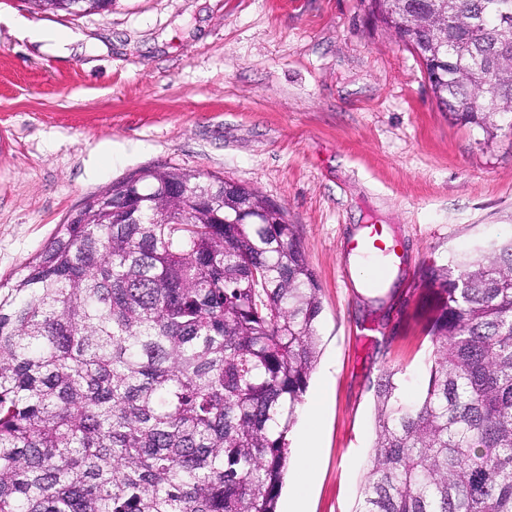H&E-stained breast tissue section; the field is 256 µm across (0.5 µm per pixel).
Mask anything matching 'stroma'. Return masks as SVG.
Listing matches in <instances>:
<instances>
[{
	"label": "stroma",
	"instance_id": "1",
	"mask_svg": "<svg viewBox=\"0 0 512 512\" xmlns=\"http://www.w3.org/2000/svg\"><path fill=\"white\" fill-rule=\"evenodd\" d=\"M18 20L89 43L64 55L18 39ZM157 165L286 208L323 302L288 446L326 401L308 510L354 512L376 381L396 370L410 400L426 380L425 267L512 236V134L488 144L443 111L362 0H114L85 15L0 0V282L88 196ZM364 224L385 225L405 256L377 301L342 250Z\"/></svg>",
	"mask_w": 512,
	"mask_h": 512
}]
</instances>
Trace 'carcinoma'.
Wrapping results in <instances>:
<instances>
[{"mask_svg": "<svg viewBox=\"0 0 512 512\" xmlns=\"http://www.w3.org/2000/svg\"><path fill=\"white\" fill-rule=\"evenodd\" d=\"M369 12L457 120L512 131V0ZM293 228L255 189L160 167L66 218L0 283V512H278L323 310ZM424 278L427 386L378 380L356 512H512V238Z\"/></svg>", "mask_w": 512, "mask_h": 512, "instance_id": "carcinoma-1", "label": "carcinoma"}]
</instances>
